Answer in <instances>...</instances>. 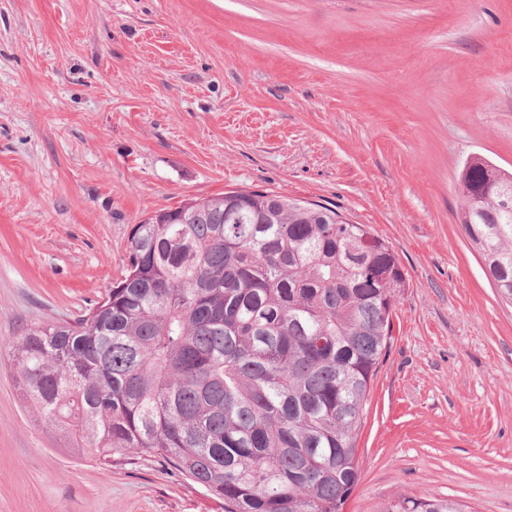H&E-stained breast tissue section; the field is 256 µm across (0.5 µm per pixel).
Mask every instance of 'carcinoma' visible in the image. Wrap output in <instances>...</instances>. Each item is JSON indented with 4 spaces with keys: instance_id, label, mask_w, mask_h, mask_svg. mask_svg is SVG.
Here are the masks:
<instances>
[{
    "instance_id": "carcinoma-1",
    "label": "carcinoma",
    "mask_w": 512,
    "mask_h": 512,
    "mask_svg": "<svg viewBox=\"0 0 512 512\" xmlns=\"http://www.w3.org/2000/svg\"><path fill=\"white\" fill-rule=\"evenodd\" d=\"M487 160L467 161L483 181ZM460 221L512 298V200ZM406 278L336 210L233 190L135 224L122 277L86 316L25 329L22 400L76 454L171 464L224 512H344L357 438ZM379 512H466L394 496Z\"/></svg>"
}]
</instances>
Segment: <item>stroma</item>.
I'll use <instances>...</instances> for the list:
<instances>
[{"label": "stroma", "mask_w": 512, "mask_h": 512, "mask_svg": "<svg viewBox=\"0 0 512 512\" xmlns=\"http://www.w3.org/2000/svg\"><path fill=\"white\" fill-rule=\"evenodd\" d=\"M512 170V0H0V512H224L170 464L58 445L12 343L100 301L132 225L255 190L368 225L407 286L345 512H512V300L459 222ZM464 505L448 498L394 496L382 504L378 512H466Z\"/></svg>", "instance_id": "1"}]
</instances>
